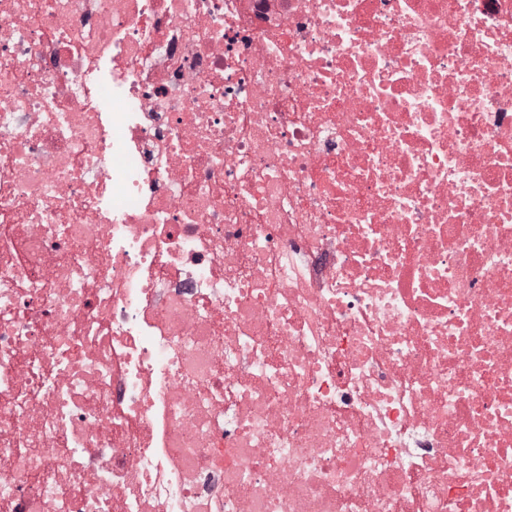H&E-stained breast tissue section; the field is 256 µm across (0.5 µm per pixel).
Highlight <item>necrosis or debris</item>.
<instances>
[{
    "instance_id": "1",
    "label": "necrosis or debris",
    "mask_w": 512,
    "mask_h": 512,
    "mask_svg": "<svg viewBox=\"0 0 512 512\" xmlns=\"http://www.w3.org/2000/svg\"><path fill=\"white\" fill-rule=\"evenodd\" d=\"M0 512H512V0H0Z\"/></svg>"
}]
</instances>
